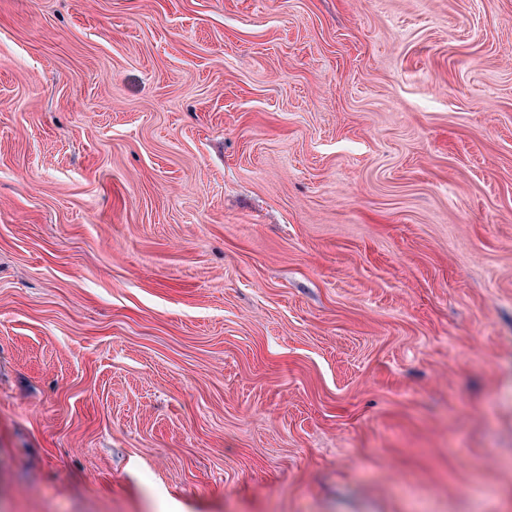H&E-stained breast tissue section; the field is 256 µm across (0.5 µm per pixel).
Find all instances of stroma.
I'll return each instance as SVG.
<instances>
[{
  "label": "stroma",
  "instance_id": "1",
  "mask_svg": "<svg viewBox=\"0 0 512 512\" xmlns=\"http://www.w3.org/2000/svg\"><path fill=\"white\" fill-rule=\"evenodd\" d=\"M0 512H512V0H0Z\"/></svg>",
  "mask_w": 512,
  "mask_h": 512
}]
</instances>
